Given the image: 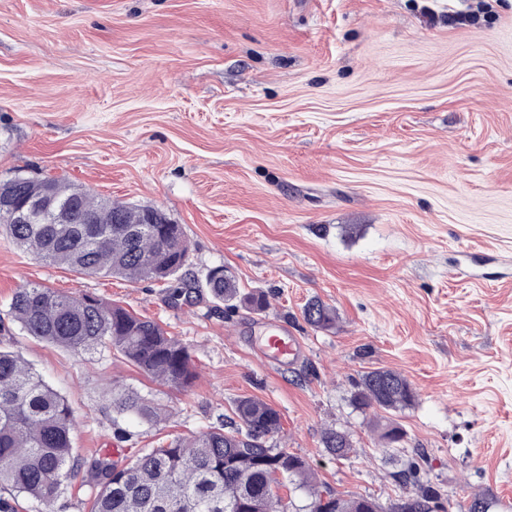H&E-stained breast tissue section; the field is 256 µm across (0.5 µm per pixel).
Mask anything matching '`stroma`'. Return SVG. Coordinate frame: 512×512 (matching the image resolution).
I'll return each instance as SVG.
<instances>
[{
    "label": "stroma",
    "mask_w": 512,
    "mask_h": 512,
    "mask_svg": "<svg viewBox=\"0 0 512 512\" xmlns=\"http://www.w3.org/2000/svg\"><path fill=\"white\" fill-rule=\"evenodd\" d=\"M464 0H0V180L64 178L164 210L188 273L224 267L256 314L208 294L86 277L0 235V345L19 349L75 411L79 455L116 447L112 386L175 407L124 421L148 450L217 425L255 396L282 418L277 447L319 480L390 508L412 449L438 512L512 496V0L459 26ZM87 293L158 322L199 374L178 392L116 356L80 358L23 335L19 286ZM336 311L309 325L311 300ZM298 336L287 364L258 346ZM402 373L415 403L381 413L388 448L351 404L361 374ZM350 432L339 460L326 429ZM301 348L297 336H293L284 325H273L263 337L260 346L262 357L269 362L283 363L295 357Z\"/></svg>",
    "instance_id": "1"
}]
</instances>
